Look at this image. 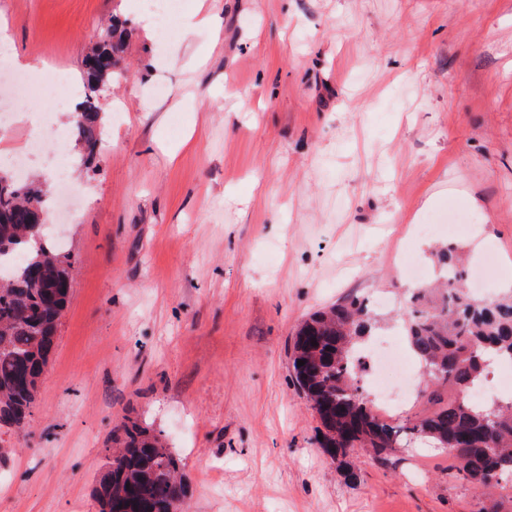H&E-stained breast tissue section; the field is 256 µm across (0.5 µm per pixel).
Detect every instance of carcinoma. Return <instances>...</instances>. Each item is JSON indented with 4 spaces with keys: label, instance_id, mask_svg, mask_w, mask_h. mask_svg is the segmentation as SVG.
Here are the masks:
<instances>
[{
    "label": "carcinoma",
    "instance_id": "obj_1",
    "mask_svg": "<svg viewBox=\"0 0 512 512\" xmlns=\"http://www.w3.org/2000/svg\"><path fill=\"white\" fill-rule=\"evenodd\" d=\"M126 36L112 20L83 60L89 94L73 116V133L90 155L103 125L96 93L120 75ZM44 229V189L16 177L0 184V432L27 426L71 295L58 245ZM436 258L439 280L418 289L397 317L426 386L447 387L448 403L398 425L379 416L352 357L356 340L376 329L368 304L356 296L314 311L301 324L292 345L294 378L317 417L318 447L330 458L344 463L362 447L386 460L411 439H427L448 449L459 480L490 495L512 474V401L477 404L469 392L493 358L512 361V289L493 301L472 296L456 248L445 247ZM111 442L118 450L99 474L98 503L109 512L187 507L190 485L181 459L161 434L128 417Z\"/></svg>",
    "mask_w": 512,
    "mask_h": 512
}]
</instances>
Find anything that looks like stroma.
Here are the masks:
<instances>
[{
    "label": "stroma",
    "mask_w": 512,
    "mask_h": 512,
    "mask_svg": "<svg viewBox=\"0 0 512 512\" xmlns=\"http://www.w3.org/2000/svg\"><path fill=\"white\" fill-rule=\"evenodd\" d=\"M222 19L158 44L142 0H0L18 70L86 95L82 59L112 16L127 76L103 88L101 145L76 105L17 101L0 155L25 153L26 104L55 111L64 153L33 173L85 203L64 244L72 295L30 425L0 435V512H97L93 489L125 417L161 432L189 512H512L459 481L428 440L387 464L323 454L292 373L312 311L376 301L369 344L427 278L438 243L494 254L481 293L512 288V0H187ZM160 86L170 95H157ZM469 213L455 233L416 232Z\"/></svg>",
    "instance_id": "stroma-1"
}]
</instances>
